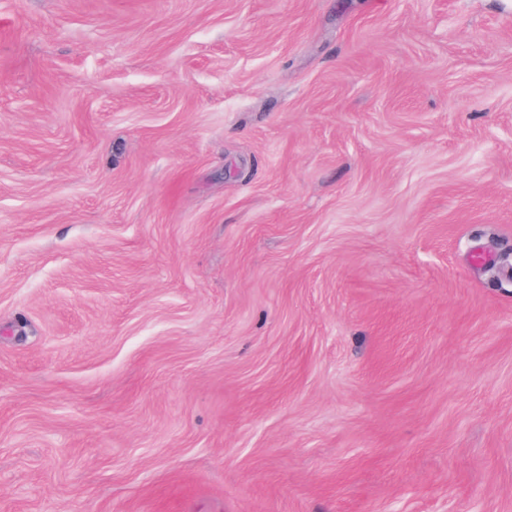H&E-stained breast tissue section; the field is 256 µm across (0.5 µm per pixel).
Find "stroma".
I'll list each match as a JSON object with an SVG mask.
<instances>
[{"mask_svg":"<svg viewBox=\"0 0 512 512\" xmlns=\"http://www.w3.org/2000/svg\"><path fill=\"white\" fill-rule=\"evenodd\" d=\"M0 512H512V0H0Z\"/></svg>","mask_w":512,"mask_h":512,"instance_id":"obj_1","label":"stroma"}]
</instances>
